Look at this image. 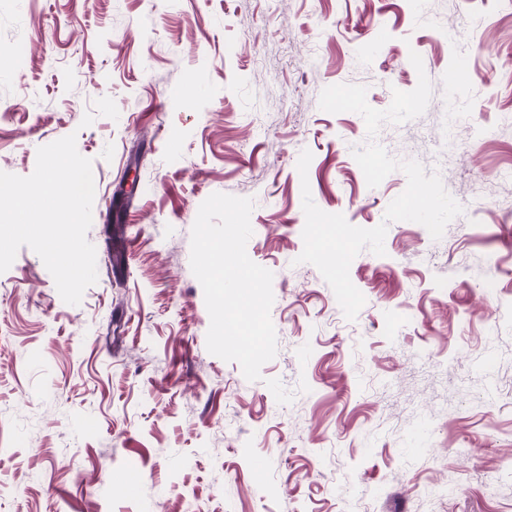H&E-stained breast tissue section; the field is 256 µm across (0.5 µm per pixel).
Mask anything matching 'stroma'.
I'll list each match as a JSON object with an SVG mask.
<instances>
[{
    "mask_svg": "<svg viewBox=\"0 0 512 512\" xmlns=\"http://www.w3.org/2000/svg\"><path fill=\"white\" fill-rule=\"evenodd\" d=\"M413 51L430 104L376 140L464 212L360 252L350 321L297 261L301 184L372 228L407 178L368 187L363 118L319 95L386 109ZM0 58V171L72 134L99 185L80 304L29 247L0 273V512H512V0H0ZM214 193L253 199L274 275L254 382L206 348L191 230Z\"/></svg>",
    "mask_w": 512,
    "mask_h": 512,
    "instance_id": "35a3bbf8",
    "label": "stroma"
}]
</instances>
